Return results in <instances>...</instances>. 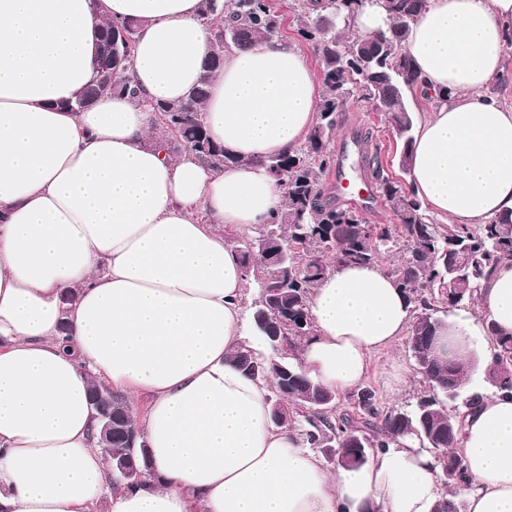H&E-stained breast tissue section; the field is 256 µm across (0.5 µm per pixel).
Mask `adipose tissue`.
<instances>
[{"label": "adipose tissue", "instance_id": "adipose-tissue-1", "mask_svg": "<svg viewBox=\"0 0 512 512\" xmlns=\"http://www.w3.org/2000/svg\"><path fill=\"white\" fill-rule=\"evenodd\" d=\"M201 0H0V512H434L433 452L407 440L328 471L297 429L275 425L267 385L238 370L246 277L220 227L251 231L284 205L259 162L294 152L320 85L273 37L227 53L204 108L239 157L219 169L149 142L152 107L187 99L214 33ZM143 21L129 71L138 96L66 109L90 82L106 22ZM512 43V0H427L404 42L422 94L410 181L455 224L512 215V107L489 94ZM77 293L64 305L66 291ZM482 321L440 346L477 359L494 324L512 335V261L479 295ZM299 356L327 388L361 385L411 304L376 266L344 265L309 294ZM70 346H62L61 323ZM149 396L138 425L158 483L108 490L92 385ZM465 512H512V397L466 415L456 445Z\"/></svg>", "mask_w": 512, "mask_h": 512}]
</instances>
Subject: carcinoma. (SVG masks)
<instances>
[{
    "label": "carcinoma",
    "instance_id": "carcinoma-1",
    "mask_svg": "<svg viewBox=\"0 0 512 512\" xmlns=\"http://www.w3.org/2000/svg\"><path fill=\"white\" fill-rule=\"evenodd\" d=\"M343 2L345 6L338 9L336 0H320V11L314 15L302 0L293 6L300 22L298 34L321 61L323 95L303 146L260 161L281 187L284 207L252 235L228 241L241 260L245 277L260 290L253 320L257 334L272 352L268 357L258 356L242 344L233 362L246 373L272 381L273 395L268 401L275 424L298 428L312 449L322 453L328 447L335 449L350 458L349 467L363 464L354 452L358 443L371 449L386 448L405 438L427 444L436 453L445 494L435 512H464L463 501L446 497L463 478L462 458L452 448L463 417L483 394L468 389L469 370L450 368L437 354L435 340L447 320L438 315L435 290L450 288V296L441 302L453 311L472 302L498 264L512 260V215L492 217L473 229L435 224L416 195L376 157L370 166L371 178L399 223L371 224L362 213L336 205L325 192L322 177L336 165L330 143L346 93H358L363 100L381 106L406 158L405 174L410 173L416 136L409 93L417 74L404 51V40L426 0ZM203 5L205 18L216 29L210 53L186 101L152 107L153 129L156 141L173 156L181 149L209 165H236L240 158L211 140L204 123L210 85L226 52L247 49L274 36L283 17L270 0H203ZM366 9L376 12L382 25L362 43L340 38L336 14L354 16ZM142 26L143 22L134 19L106 24L93 60L92 81L66 107L77 112L106 93L136 94L128 69ZM397 246L403 247L401 261L383 272L398 282L412 304L409 350L432 395L421 398L411 411L385 410L372 391L362 390L357 393L355 413L338 415L335 392L315 380L297 355L301 341L314 332L308 294L337 266H379ZM281 247V266L275 270L266 263L267 253ZM488 341L492 362L485 368V381L500 393L512 394V335L490 336ZM129 432L138 434L130 403L114 392L112 442L99 439L97 443L111 461L112 477L124 480L127 488H140L158 476L152 471L148 450L134 449L127 441Z\"/></svg>",
    "mask_w": 512,
    "mask_h": 512
}]
</instances>
